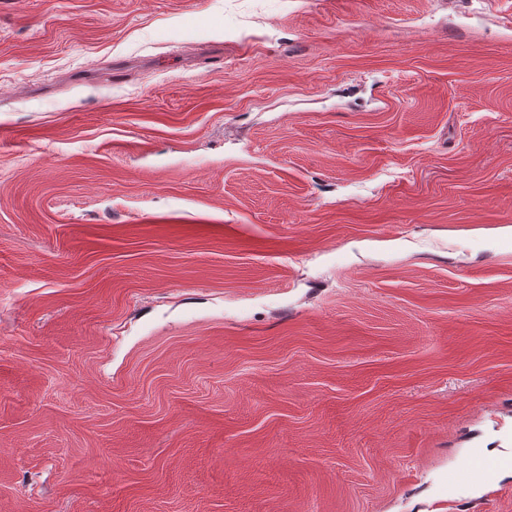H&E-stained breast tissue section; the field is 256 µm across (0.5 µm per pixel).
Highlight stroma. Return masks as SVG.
<instances>
[{
  "mask_svg": "<svg viewBox=\"0 0 512 512\" xmlns=\"http://www.w3.org/2000/svg\"><path fill=\"white\" fill-rule=\"evenodd\" d=\"M512 0H0V512H512ZM505 464L506 462L502 460L490 459L481 454H475L471 458L470 470L467 476L486 481L495 470Z\"/></svg>",
  "mask_w": 512,
  "mask_h": 512,
  "instance_id": "1",
  "label": "stroma"
}]
</instances>
